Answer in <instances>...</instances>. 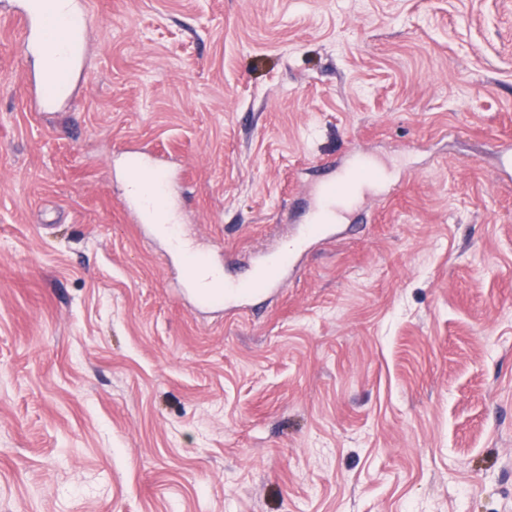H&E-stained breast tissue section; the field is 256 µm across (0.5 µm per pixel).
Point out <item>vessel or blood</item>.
<instances>
[{
  "label": "vessel or blood",
  "instance_id": "vessel-or-blood-1",
  "mask_svg": "<svg viewBox=\"0 0 512 512\" xmlns=\"http://www.w3.org/2000/svg\"><path fill=\"white\" fill-rule=\"evenodd\" d=\"M23 45L30 54L43 57L65 56L58 75H45L32 87L30 102L35 111H46L61 103L52 87L53 79L70 80L80 67V44L89 25L88 0H24ZM141 166L153 168L154 183L146 188L132 187L133 206L154 233L164 234L170 252L184 255L182 283L197 307L228 310L245 308L248 301L260 299L280 288L298 259L318 241L320 235L335 230L339 217L356 218L359 184L372 169V158L353 152L346 170L331 163L323 168V178L314 182L306 203L307 221L296 225L292 235L259 253L246 266V277L215 267L209 255L183 237L182 227L173 223L171 197L173 181L155 154H146Z\"/></svg>",
  "mask_w": 512,
  "mask_h": 512
}]
</instances>
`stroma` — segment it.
Wrapping results in <instances>:
<instances>
[{
    "label": "stroma",
    "instance_id": "1",
    "mask_svg": "<svg viewBox=\"0 0 512 512\" xmlns=\"http://www.w3.org/2000/svg\"><path fill=\"white\" fill-rule=\"evenodd\" d=\"M0 0V512H512V0H89L84 78ZM245 264L325 160L367 221L264 307L201 310L123 151Z\"/></svg>",
    "mask_w": 512,
    "mask_h": 512
}]
</instances>
